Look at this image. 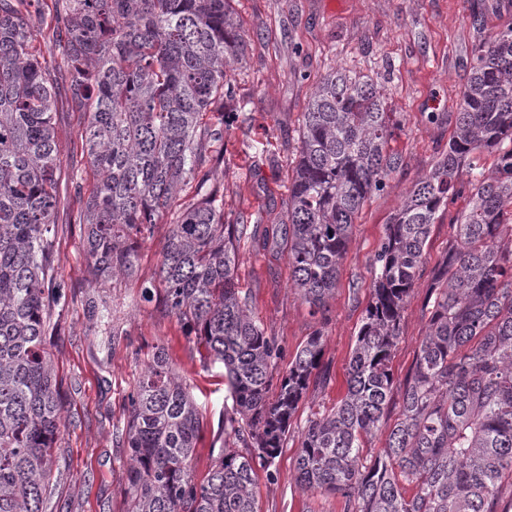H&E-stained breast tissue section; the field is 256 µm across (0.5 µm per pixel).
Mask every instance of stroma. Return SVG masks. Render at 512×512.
<instances>
[{
  "instance_id": "stroma-1",
  "label": "stroma",
  "mask_w": 512,
  "mask_h": 512,
  "mask_svg": "<svg viewBox=\"0 0 512 512\" xmlns=\"http://www.w3.org/2000/svg\"><path fill=\"white\" fill-rule=\"evenodd\" d=\"M231 7L247 49L226 71L232 94L224 109L230 117L223 137L212 140L207 152L229 222L250 224L261 234L284 222L301 114L329 70L380 79L392 120L401 129L395 146L402 163L386 189L359 212L324 316H311L295 294L282 248L249 237L239 247L240 284L284 359L319 330L331 371L330 384L310 391L300 403L271 476L259 478L262 512H341L338 497L297 485L301 432L311 413L333 406L344 391L345 367L369 300L370 264L385 227L415 182L447 151L475 64L474 48L512 23V0H232ZM52 10V0H43L31 18L55 92L62 184L54 244L56 277L66 298L45 345L57 374L63 426L43 512H125V453L117 438L127 420L128 397L153 347L165 346L202 409L204 429L193 461L197 477L206 475L224 446V408L232 400L223 367H204L177 319L161 302L142 297L170 223L196 201L193 189L181 192L150 239L141 242L134 277L92 279L82 247V200L91 182L77 179L74 171L86 162L80 139L86 118L68 104L67 66L52 40ZM465 204L462 197L448 204L431 227L426 260L402 314L392 359L396 380L405 378L416 358L427 320V289Z\"/></svg>"
}]
</instances>
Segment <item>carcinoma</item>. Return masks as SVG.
Masks as SVG:
<instances>
[{
    "label": "carcinoma",
    "instance_id": "cac0c4a2",
    "mask_svg": "<svg viewBox=\"0 0 512 512\" xmlns=\"http://www.w3.org/2000/svg\"><path fill=\"white\" fill-rule=\"evenodd\" d=\"M40 2L0 0V512H42L62 426L45 350L64 294L51 280L53 82L29 25ZM54 2L69 103L88 114L80 137L93 177L83 202L93 276L133 275L138 242L195 187L197 203L170 224L143 297L161 298L203 363L224 367L232 399L224 448L199 479L203 415L165 350L154 353L118 440L125 512H261L258 469L272 476L299 403L329 383L330 369L319 330L280 369L282 347L239 288L249 225L224 220L217 183L203 171L218 136L207 114L245 50L231 0ZM474 54L448 151L408 192L372 259L345 393L301 434L297 484L339 497L341 512H506L503 496L512 495V26ZM395 139L379 81L339 70L319 79L279 227L291 287L314 316L335 294L359 211L401 164ZM485 152L495 156L488 175L475 163ZM466 185L416 360L398 382L391 360L431 226ZM380 433L386 444L375 453Z\"/></svg>",
    "mask_w": 512,
    "mask_h": 512
}]
</instances>
